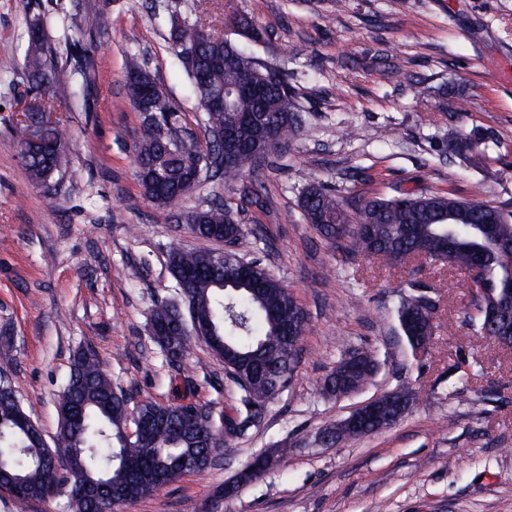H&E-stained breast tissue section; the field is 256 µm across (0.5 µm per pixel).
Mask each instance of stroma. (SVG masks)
Wrapping results in <instances>:
<instances>
[{"label": "stroma", "mask_w": 512, "mask_h": 512, "mask_svg": "<svg viewBox=\"0 0 512 512\" xmlns=\"http://www.w3.org/2000/svg\"><path fill=\"white\" fill-rule=\"evenodd\" d=\"M112 18L93 35L86 86L57 92L51 120L64 132L74 174L54 200L29 180L18 128L32 100L23 71L27 15L41 14L47 39L66 54L64 22L73 0H0V373L53 440L57 394L72 356L88 344L115 387L134 402L210 407L216 428L238 415L242 391L224 363L191 339L174 378L148 333L155 301L174 299L166 263L174 239L206 248L160 209L136 177L143 115L129 102L126 68L138 58L172 99L185 139L204 141L203 114L169 40L180 11L267 63L283 64L301 126L246 180L264 197L204 181L178 209L223 197L243 237L307 315L291 384L246 431L227 438L216 464L189 472L120 512H512V349L469 340L467 275L432 263L387 266L336 248L307 224L298 199L311 179L340 196L394 188L448 191L512 210V0H88ZM244 14L264 29L253 42L231 26ZM399 72L387 74L386 63ZM455 86L471 101L448 108ZM488 139L477 163L442 156L449 134ZM369 178L354 182L353 168ZM435 303L426 348H412L397 318L402 299ZM375 352L379 369L358 392L322 389L344 352ZM408 388L417 404L391 428L328 445L320 430L364 401ZM284 462L217 501L224 483L265 451Z\"/></svg>", "instance_id": "stroma-1"}]
</instances>
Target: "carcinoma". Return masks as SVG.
<instances>
[{
	"instance_id": "carcinoma-1",
	"label": "carcinoma",
	"mask_w": 512,
	"mask_h": 512,
	"mask_svg": "<svg viewBox=\"0 0 512 512\" xmlns=\"http://www.w3.org/2000/svg\"><path fill=\"white\" fill-rule=\"evenodd\" d=\"M86 9L77 3L67 17L70 36L66 60H58L48 44L40 16L30 18L24 70L31 90L43 96L53 89H68L87 66L77 67V56H87L84 44ZM240 34L254 41L265 38L245 15H231ZM170 40L177 55L192 52L196 64L185 66L198 104L204 113L206 150L185 141L175 127L176 108L157 80L137 59L129 61L126 94L140 111L156 115L142 122L136 145L137 176L147 199L159 208L187 196V171L224 147L214 141L224 128L241 130L235 159L221 174L228 184H241L254 163V143L243 131L245 117L266 112L273 119L272 133L282 141L299 128V104L282 69L260 62L236 44L220 37L205 38L200 20L171 15ZM42 141H28L24 125L18 146L25 170L35 184L46 187L71 169L66 138L58 124L42 120ZM482 132L450 139L443 151L467 161L480 155ZM306 223L324 237L346 243V250L393 263L402 252L418 254L431 263L449 258L458 270H470L473 251L482 254L480 276L484 287L502 304L500 324H512V250L487 242L474 232L478 223L498 225L512 240V212L494 206L475 192L469 199L451 193L398 190L393 196H353L343 203L336 192L319 183L308 184L299 197ZM462 223L448 241V213ZM193 222L190 233L205 241H232L242 235L221 199L201 209L186 211ZM368 225L353 233L348 224ZM167 265L181 302L154 304L150 323L162 334L152 337L167 365L181 366L190 333L204 334L214 354L229 366V376L241 388L244 431L261 416L268 401L292 379L298 364L306 314L294 296L261 263L254 261L250 277L242 282L220 255L208 249H188L173 241L166 250ZM398 320L404 336L414 331L420 313L400 304ZM343 362L325 378L323 388L353 390L342 372ZM390 423L399 421L416 405L409 389L393 392ZM130 397L116 390L88 346L76 351L68 380L58 396V430L54 445L34 427L20 404L10 380L0 384V487L19 502L44 501L63 496L69 512H103L109 508L102 490H124L130 501L154 495L159 488L186 472L203 471L209 455L224 447L210 411L202 406L182 407L153 402L140 404L130 417Z\"/></svg>"
}]
</instances>
